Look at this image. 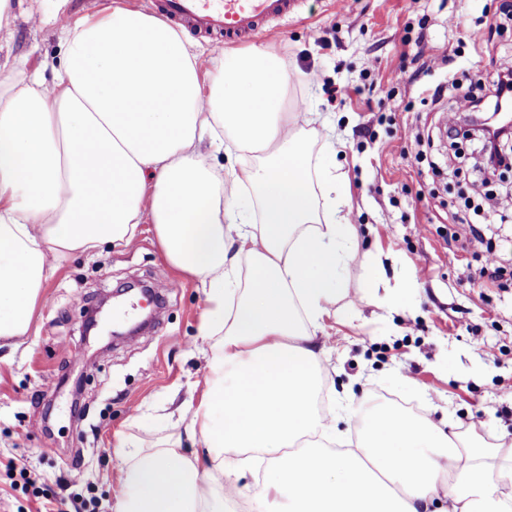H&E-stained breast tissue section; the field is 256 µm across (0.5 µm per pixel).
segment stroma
Here are the masks:
<instances>
[{"mask_svg": "<svg viewBox=\"0 0 512 512\" xmlns=\"http://www.w3.org/2000/svg\"><path fill=\"white\" fill-rule=\"evenodd\" d=\"M0 24V85L16 75H51L65 58L61 23L142 0H10ZM504 0H304L276 39L288 110L314 113L305 136L313 166L336 167L349 183L358 244L343 271L348 290L330 307L323 338L332 447L355 448L364 401L404 412L413 405L463 436L478 435L512 461V223L471 242L465 222L495 221L512 171L481 182L473 142L448 138L436 82L415 58L417 38L451 58L463 89L485 99L494 66L512 67V21ZM499 278L471 287L486 249ZM143 281L162 307L148 333L113 339L112 312L86 335L87 307ZM205 295L165 259L151 225L135 245L69 254L44 282L29 335L0 343V512H113L122 474L116 450L130 436L146 445L177 435L170 398H198L213 341L199 336ZM81 470L75 485L66 478Z\"/></svg>", "mask_w": 512, "mask_h": 512, "instance_id": "stroma-1", "label": "stroma"}]
</instances>
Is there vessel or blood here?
<instances>
[{
    "mask_svg": "<svg viewBox=\"0 0 512 512\" xmlns=\"http://www.w3.org/2000/svg\"><path fill=\"white\" fill-rule=\"evenodd\" d=\"M153 5L159 16L212 37L219 48L275 33L277 22L295 12L299 0H154Z\"/></svg>",
    "mask_w": 512,
    "mask_h": 512,
    "instance_id": "1",
    "label": "vessel or blood"
}]
</instances>
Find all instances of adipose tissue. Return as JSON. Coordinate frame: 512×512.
<instances>
[{
	"instance_id": "obj_1",
	"label": "adipose tissue",
	"mask_w": 512,
	"mask_h": 512,
	"mask_svg": "<svg viewBox=\"0 0 512 512\" xmlns=\"http://www.w3.org/2000/svg\"><path fill=\"white\" fill-rule=\"evenodd\" d=\"M212 66L206 90L181 31L118 8L69 30L52 80L35 72L0 92V340L29 334L63 257L131 247L142 224L202 288L200 332L219 339L197 403L182 410L185 438L206 456L182 440L125 439L114 512H223L224 480L239 475L224 454L249 450L268 460L255 512H270L271 487L286 490L287 512H437L441 493L454 512H512V469L491 465L499 447L425 416L364 406L360 448L292 450L308 432L336 431L313 410L316 338L357 242L348 185L326 170L312 181L302 131L313 118L285 109L278 55L222 52ZM228 144L257 161L226 180L208 155ZM246 187L256 205H240ZM234 248L252 259L243 283Z\"/></svg>"
}]
</instances>
